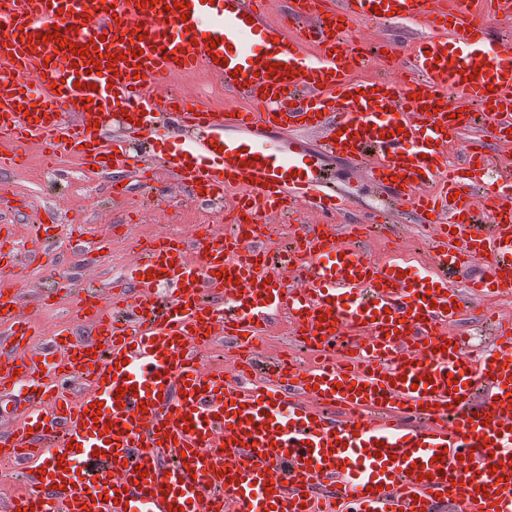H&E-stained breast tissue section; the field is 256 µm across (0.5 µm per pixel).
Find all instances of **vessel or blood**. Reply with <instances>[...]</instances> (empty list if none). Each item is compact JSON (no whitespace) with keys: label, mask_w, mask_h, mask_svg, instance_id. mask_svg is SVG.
I'll list each match as a JSON object with an SVG mask.
<instances>
[{"label":"vessel or blood","mask_w":512,"mask_h":512,"mask_svg":"<svg viewBox=\"0 0 512 512\" xmlns=\"http://www.w3.org/2000/svg\"><path fill=\"white\" fill-rule=\"evenodd\" d=\"M184 2L186 14L175 0H0V142L36 141L116 176L127 155L112 124L145 133L160 114L182 132L164 160L177 182L204 204L238 190L251 217L300 201L336 210L321 157H340L425 220L433 266L378 261L327 222L300 225L282 259L238 221L140 250L123 318L110 292L77 280L69 322L90 324L89 338L0 354V392L26 391L0 456L28 486L6 512H319L327 488L337 512H512V321L475 355L462 337L443 342L465 295L512 293V166L484 151L488 138L512 146V45L475 0H304L292 39L263 0ZM380 12L427 30L413 57L394 40L367 49L359 26ZM380 55L409 79H358ZM200 68L247 108L165 92ZM287 128L321 133L322 153L256 141ZM467 129L482 137L449 169ZM469 267L463 295L453 277ZM19 275L1 237L0 276ZM23 302L0 291L8 335L27 333ZM278 313L321 360L279 361L259 386L254 343ZM219 336L243 350L234 372L200 358ZM53 359L61 374L40 382Z\"/></svg>","instance_id":"obj_1"}]
</instances>
